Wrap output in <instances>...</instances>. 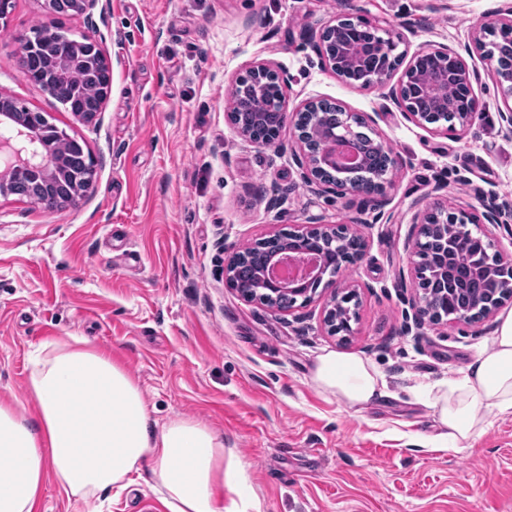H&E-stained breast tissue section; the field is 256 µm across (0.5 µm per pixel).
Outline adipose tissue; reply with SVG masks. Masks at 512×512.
<instances>
[{"instance_id":"obj_1","label":"adipose tissue","mask_w":512,"mask_h":512,"mask_svg":"<svg viewBox=\"0 0 512 512\" xmlns=\"http://www.w3.org/2000/svg\"><path fill=\"white\" fill-rule=\"evenodd\" d=\"M34 418L0 403V512H39L46 477L84 502L120 495L142 469L168 512H225L224 440L202 423L176 417L157 423L140 387L111 356L79 336L45 341L27 356ZM311 381L321 393L356 408L383 395L369 360L333 350L319 355ZM433 407L450 449L479 435L478 409L512 413V315L497 328L462 379L415 391Z\"/></svg>"}]
</instances>
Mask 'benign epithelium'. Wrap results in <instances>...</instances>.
<instances>
[{
  "label": "benign epithelium",
  "mask_w": 512,
  "mask_h": 512,
  "mask_svg": "<svg viewBox=\"0 0 512 512\" xmlns=\"http://www.w3.org/2000/svg\"><path fill=\"white\" fill-rule=\"evenodd\" d=\"M101 0H46V9L52 16L83 15L93 18ZM477 48L484 58H489L485 35L499 40L497 53L512 59V14L495 22L478 25ZM56 34L51 21L42 23L39 37L30 40L31 57L43 56L46 42ZM318 52L326 68L338 79L348 84L376 86L388 89L387 97L405 117L419 126L431 123L428 106L452 117L448 127L469 125L477 112V99L472 92L470 70L463 57L446 46L422 47L412 55L406 70L397 83H391L396 70L393 51L396 44L390 31L377 23H367L351 14L329 22L319 33ZM87 57L102 74L100 92L95 98L81 104L72 113L83 124L100 121L106 111L111 85L109 53L103 39L82 32L71 38V47L55 59L59 80H64L75 60ZM260 79L274 82L279 89L278 109L288 108L291 87L288 76L268 61H260L250 68ZM457 80L458 99L448 102V81ZM498 88L503 96L504 110L499 112L502 125L512 133V70L498 72ZM326 100H310L296 108L289 120L293 121L296 143L299 148L297 161L304 168L303 180L316 187L319 193L328 191L339 195L360 196L373 205H381V178H360L357 173L367 169L372 162L370 155L361 149L356 137L360 119L346 109L339 112L335 124L324 123ZM270 114L258 113L251 121L236 125L244 138L266 145H273L281 152L287 146L276 142L278 133L260 134ZM0 128L9 136L0 135V154L10 155V162L0 170L5 174L23 168L30 176L42 180V191L32 194L18 186L11 195L27 202L45 213H54L86 203L93 195L97 171L94 160H89L90 173L84 184L69 192L59 190L57 179L66 168L68 156L51 149L49 136L41 128V113L19 105L15 96L0 90ZM503 213L491 208L478 216L465 211L453 212L446 206L425 214L417 211L412 217L413 231L405 243V251L412 264L410 283L416 285L404 297L417 328L425 323L476 322L493 316L505 302L512 300V263L500 255L489 258L490 267L498 275L484 276L471 268L454 264L453 246L447 233L435 238L436 229L453 223V236L485 244L486 232L474 234L468 225L485 223L492 227L503 224ZM281 244L272 258H282L289 269L300 274L297 280L282 283L270 276V266L256 275L243 270V251L237 250L225 261V284L247 303H259L288 312L311 301L317 289L330 291L331 307L323 318L328 331L338 334V323L350 328L356 317L357 291L348 288L340 279L344 265L336 262L333 246L352 244L353 260L364 254V240L350 232L346 224H307L287 235L273 234L252 243L255 248L267 244Z\"/></svg>",
  "instance_id": "1"
}]
</instances>
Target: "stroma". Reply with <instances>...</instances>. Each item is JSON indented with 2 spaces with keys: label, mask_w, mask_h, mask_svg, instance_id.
Here are the masks:
<instances>
[{
  "label": "stroma",
  "mask_w": 512,
  "mask_h": 512,
  "mask_svg": "<svg viewBox=\"0 0 512 512\" xmlns=\"http://www.w3.org/2000/svg\"><path fill=\"white\" fill-rule=\"evenodd\" d=\"M512 0H108L104 15L56 17L68 34L97 31L111 57L101 122L87 127L34 91L17 61L44 0H11L0 29V89L50 113L86 143L95 195L47 214L0 197V402L33 417L26 351L70 335L111 350L154 418L181 416L224 438L237 475L226 512H512V414L485 413V432L452 450L433 408L412 390L464 375L501 318L406 330L400 281L416 211L436 200L483 213L512 205V134L502 129L496 65L474 49L477 24ZM380 21L404 58L448 46L474 74L478 114L440 134L406 119L375 87L349 85L315 43L346 12ZM288 76L290 106L327 98L371 117V135L402 160L382 204L316 194L291 152L246 141L230 124V91L257 61ZM359 219L362 259L342 271L359 287L347 336L322 322L330 294L278 312L224 285V260L303 224ZM328 350L369 359L383 396L351 408L312 384ZM104 512H167L143 476Z\"/></svg>",
  "instance_id": "1"
}]
</instances>
